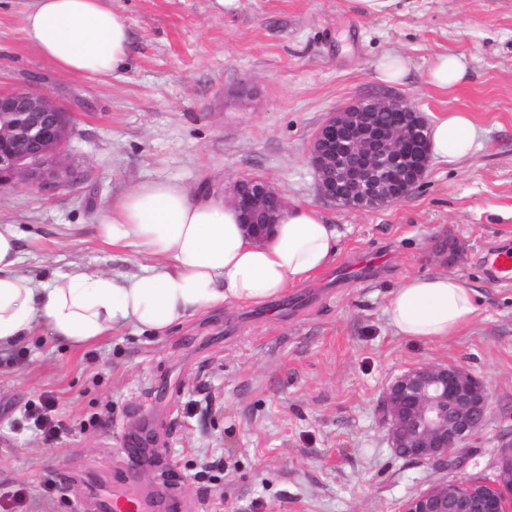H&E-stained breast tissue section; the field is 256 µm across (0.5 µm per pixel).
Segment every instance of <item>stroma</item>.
<instances>
[{
	"mask_svg": "<svg viewBox=\"0 0 512 512\" xmlns=\"http://www.w3.org/2000/svg\"><path fill=\"white\" fill-rule=\"evenodd\" d=\"M130 28L126 68L59 73L25 41L28 0H0V91L29 83L71 112L81 178L0 188L25 274L78 264L135 273L140 257L95 235L102 207L146 181L226 196L244 176L317 205L340 232L335 263L271 308L230 307L169 336L127 327L90 345L37 329L0 353V512H98L124 473L128 438L150 433L154 494L179 512H400L451 479L398 457L377 412L385 388L422 364L480 377L489 406L465 475L493 472L512 431V282L484 258L512 248V0H112ZM405 84L375 77L384 53ZM464 57L453 91L426 82L438 55ZM399 96L433 118L471 112L478 149L431 161L406 199L374 210L320 201L308 149L330 113ZM439 270L476 293L465 333L396 334L386 308L403 280ZM53 411H45L46 399ZM376 78L385 83H403L409 73L408 61L393 52L383 54L375 66Z\"/></svg>",
	"mask_w": 512,
	"mask_h": 512,
	"instance_id": "obj_1",
	"label": "stroma"
}]
</instances>
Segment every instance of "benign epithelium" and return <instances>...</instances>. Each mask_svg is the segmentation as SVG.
<instances>
[{"label":"benign epithelium","instance_id":"obj_1","mask_svg":"<svg viewBox=\"0 0 512 512\" xmlns=\"http://www.w3.org/2000/svg\"><path fill=\"white\" fill-rule=\"evenodd\" d=\"M393 112L392 127L377 114ZM73 121L36 86L0 91V188L18 183L60 186L76 181L67 147ZM308 160L321 200L370 210L405 199L428 169L427 121L408 101L372 98L332 114L318 129ZM232 200L247 234L268 238L285 205L265 180L240 178ZM489 397L482 380L453 363L415 366L383 392L377 410L395 453L436 469H464L476 452ZM491 477L438 483L409 498L402 512H512V435L495 449Z\"/></svg>","mask_w":512,"mask_h":512}]
</instances>
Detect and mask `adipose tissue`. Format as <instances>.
<instances>
[{"instance_id": "ef3b65f1", "label": "adipose tissue", "mask_w": 512, "mask_h": 512, "mask_svg": "<svg viewBox=\"0 0 512 512\" xmlns=\"http://www.w3.org/2000/svg\"><path fill=\"white\" fill-rule=\"evenodd\" d=\"M28 44L63 74L103 78L125 66L130 33L112 0H30L22 18ZM430 151L442 161L472 156L470 113L451 111L429 128ZM143 263L135 274L80 265L38 282L24 275L17 225L0 224V350L36 328L74 345L134 326L166 336L227 305L264 306L333 265L339 233L319 208L286 204L273 234L249 238L232 201L168 181L136 185L113 197L95 227ZM477 312L474 289L438 271L403 281L386 314L396 333L436 342L465 330Z\"/></svg>"}]
</instances>
